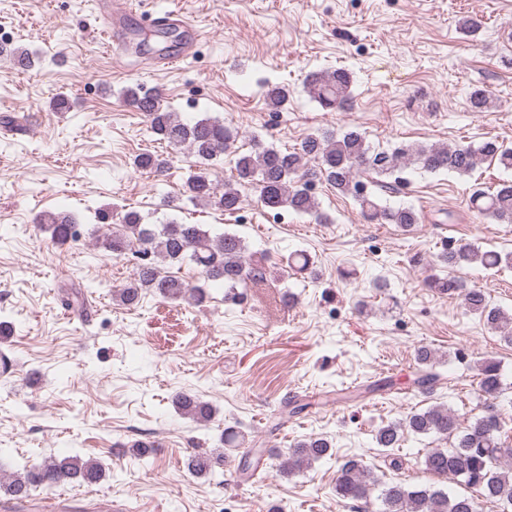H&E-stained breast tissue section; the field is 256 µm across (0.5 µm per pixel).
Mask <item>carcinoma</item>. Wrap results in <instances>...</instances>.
Segmentation results:
<instances>
[{"label":"carcinoma","mask_w":512,"mask_h":512,"mask_svg":"<svg viewBox=\"0 0 512 512\" xmlns=\"http://www.w3.org/2000/svg\"><path fill=\"white\" fill-rule=\"evenodd\" d=\"M6 54L15 66L28 69L32 56L25 49L0 44V56ZM306 86L311 97L324 109H343L350 105V73L342 68L309 75ZM289 91L284 85L267 89L269 109L279 112L288 104ZM129 106L140 112L157 140L172 148L186 147L206 163L226 152L237 141L239 132L210 118L193 123L172 112L158 91L129 87L124 92ZM490 158L504 169H512V148L487 140L478 146H436L401 143L390 149L375 150L365 136L356 130L339 135L321 134L305 137L299 147L282 150L253 140L250 150L237 152L234 169L236 180L222 186L203 168L190 175L184 185L189 201L214 206L229 213L237 211L241 194L237 186H251L257 202L268 210L290 209L323 219L318 202L310 190L319 178L340 195L350 197L359 206L364 220L376 224H395L409 228L420 223V214L412 206L391 207L379 203L377 190L404 170L416 166L428 173L448 172L460 176L470 174L479 163ZM134 166L149 174L161 175L169 160L153 153L138 154ZM471 208L490 217L497 224H512V184H503L493 192L475 189L469 199ZM50 235V241L63 246L81 236L80 225L63 212H46L35 225ZM102 247L116 259L128 255L134 259V279L115 290L119 300L134 306L142 292L169 300L192 299L202 302L200 286L175 276L165 275L160 263L188 261L199 271L205 283L225 288L224 299L232 304L239 299L238 289L266 280L267 267L245 258L243 240L235 234L213 236L202 224H144L134 210L121 215L119 223L107 225L100 235ZM439 261L450 267L463 264L485 269L512 265V253L483 250L463 245L443 252ZM430 286L442 294L460 295L468 311L479 315L501 339L512 343V315L490 306L480 288H466L454 279L433 277ZM419 369L412 385L431 391L439 381L434 371L430 349L418 350ZM504 391L500 363L486 359L478 366L477 394L484 402V413L465 428L459 427L458 416L445 406H433L414 412L403 421L379 428L375 442L380 448H394L404 434L433 435L441 440L453 439L449 448H433L424 457L426 470L437 476L451 475L471 489V493L450 496L434 487H410L393 482L381 490L379 512H477L479 502L490 503L497 512H512V448L501 439V420L493 400ZM176 409L198 422H208L212 406L199 397L179 391L173 398ZM331 444L325 438H311L288 449L280 462L283 471L303 470L312 463L331 456ZM224 454L199 452L187 459V469L195 477L216 479L224 476ZM102 466L85 460L79 454L51 456L38 464H25L8 472L0 462V491L16 498L29 496L39 486L51 488L60 484L94 485L103 479ZM378 484L371 467L349 460L337 470L335 490L343 500L367 501Z\"/></svg>","instance_id":"1"}]
</instances>
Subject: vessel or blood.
<instances>
[{"mask_svg":"<svg viewBox=\"0 0 512 512\" xmlns=\"http://www.w3.org/2000/svg\"><path fill=\"white\" fill-rule=\"evenodd\" d=\"M98 15L101 20L99 38L105 54L123 56L125 42L120 36L122 25L128 19H137L146 28L164 29L178 25L187 33L186 46L178 55H161L152 60L153 67L173 68L181 64L185 56L193 54L199 40L197 28L187 20L177 0L161 9H146L143 0H98Z\"/></svg>","mask_w":512,"mask_h":512,"instance_id":"b4317fda","label":"vessel or blood"}]
</instances>
